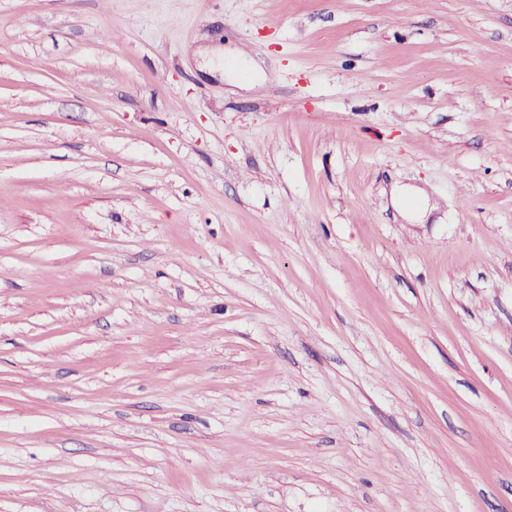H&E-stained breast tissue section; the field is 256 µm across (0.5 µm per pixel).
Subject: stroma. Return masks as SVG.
<instances>
[{"mask_svg":"<svg viewBox=\"0 0 512 512\" xmlns=\"http://www.w3.org/2000/svg\"><path fill=\"white\" fill-rule=\"evenodd\" d=\"M0 512H512V0H0Z\"/></svg>","mask_w":512,"mask_h":512,"instance_id":"35a3bbf8","label":"stroma"}]
</instances>
